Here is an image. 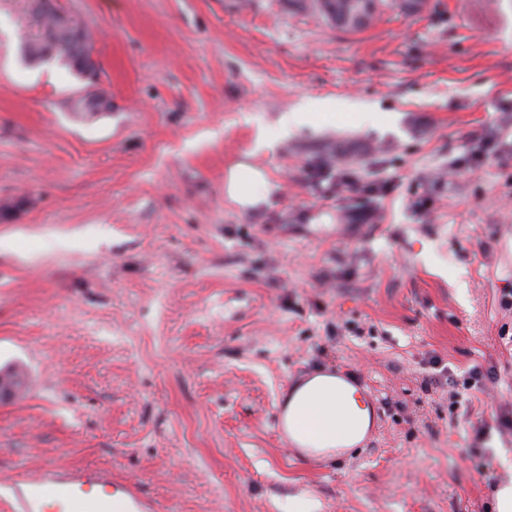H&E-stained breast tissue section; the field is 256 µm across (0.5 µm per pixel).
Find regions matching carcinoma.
Wrapping results in <instances>:
<instances>
[{"label":"carcinoma","instance_id":"carcinoma-1","mask_svg":"<svg viewBox=\"0 0 512 512\" xmlns=\"http://www.w3.org/2000/svg\"><path fill=\"white\" fill-rule=\"evenodd\" d=\"M41 14L44 25L42 39L21 46V53H28L33 60L54 59L65 66L80 71L72 55L69 38L59 26L55 7L43 0ZM295 5L317 20L348 32H360L375 25L387 8L388 0H295Z\"/></svg>","mask_w":512,"mask_h":512}]
</instances>
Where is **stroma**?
<instances>
[{"mask_svg": "<svg viewBox=\"0 0 512 512\" xmlns=\"http://www.w3.org/2000/svg\"><path fill=\"white\" fill-rule=\"evenodd\" d=\"M54 2L101 71L25 63L40 2L0 0V371L29 383L0 403V512L48 465L160 512H498L512 0H425L358 33L291 0ZM98 93L109 111L72 109ZM325 99L336 118L282 136ZM240 162L274 185L248 210L224 194ZM475 367L485 390L450 407ZM339 369L371 433L303 455L283 396ZM317 109L319 112H293L291 115H288V112L283 113L279 119L282 132L288 134L294 129L314 122L317 117L333 113L331 111L336 109V103L332 100H324L318 104Z\"/></svg>", "mask_w": 512, "mask_h": 512, "instance_id": "stroma-1", "label": "stroma"}]
</instances>
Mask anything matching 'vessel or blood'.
Instances as JSON below:
<instances>
[{
  "instance_id": "obj_1",
  "label": "vessel or blood",
  "mask_w": 512,
  "mask_h": 512,
  "mask_svg": "<svg viewBox=\"0 0 512 512\" xmlns=\"http://www.w3.org/2000/svg\"><path fill=\"white\" fill-rule=\"evenodd\" d=\"M31 497H20L21 512H148L150 505L128 484L116 482L104 472L70 474L42 468L28 479Z\"/></svg>"
}]
</instances>
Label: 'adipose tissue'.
<instances>
[{"label":"adipose tissue","instance_id":"obj_1","mask_svg":"<svg viewBox=\"0 0 512 512\" xmlns=\"http://www.w3.org/2000/svg\"><path fill=\"white\" fill-rule=\"evenodd\" d=\"M271 184L265 171L247 164L231 169L224 191L240 208L265 200ZM371 424V409L358 389L336 375L318 373L297 384L284 408L283 427L302 451L328 455L359 444Z\"/></svg>","mask_w":512,"mask_h":512}]
</instances>
